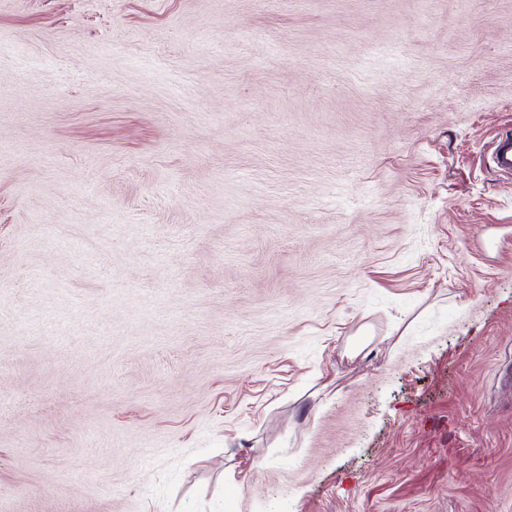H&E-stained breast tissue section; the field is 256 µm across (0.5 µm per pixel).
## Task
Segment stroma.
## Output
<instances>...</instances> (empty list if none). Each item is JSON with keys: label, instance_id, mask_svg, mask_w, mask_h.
<instances>
[{"label": "stroma", "instance_id": "stroma-1", "mask_svg": "<svg viewBox=\"0 0 512 512\" xmlns=\"http://www.w3.org/2000/svg\"><path fill=\"white\" fill-rule=\"evenodd\" d=\"M512 0H0V512H512ZM491 161L494 167L504 174L512 173V131L499 136L491 153Z\"/></svg>", "mask_w": 512, "mask_h": 512}]
</instances>
